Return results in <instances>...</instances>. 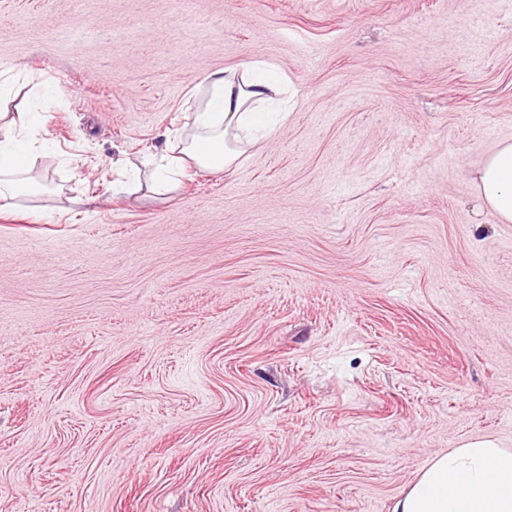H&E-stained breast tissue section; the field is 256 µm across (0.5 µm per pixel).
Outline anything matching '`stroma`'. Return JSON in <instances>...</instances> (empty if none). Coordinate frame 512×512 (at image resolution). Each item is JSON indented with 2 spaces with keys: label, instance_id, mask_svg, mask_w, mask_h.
<instances>
[{
  "label": "stroma",
  "instance_id": "35a3bbf8",
  "mask_svg": "<svg viewBox=\"0 0 512 512\" xmlns=\"http://www.w3.org/2000/svg\"><path fill=\"white\" fill-rule=\"evenodd\" d=\"M292 107L156 162L206 73ZM37 190L0 208V512H393L512 449V0H0ZM476 186L482 203L503 224L512 223V143L499 144L477 171Z\"/></svg>",
  "mask_w": 512,
  "mask_h": 512
}]
</instances>
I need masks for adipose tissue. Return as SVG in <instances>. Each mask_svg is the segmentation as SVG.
Returning a JSON list of instances; mask_svg holds the SVG:
<instances>
[{"label":"adipose tissue","instance_id":"ef3b65f1","mask_svg":"<svg viewBox=\"0 0 512 512\" xmlns=\"http://www.w3.org/2000/svg\"><path fill=\"white\" fill-rule=\"evenodd\" d=\"M269 63L254 60L241 74H207L209 99L196 113V133L160 171L156 187L193 160L205 168H224L237 158L226 140L230 130H250L256 112L270 100ZM16 121L0 122V200L15 199L34 183L31 163L17 144ZM482 203L505 224L512 223V143L499 144L477 171ZM393 512H512V450L489 439L465 442L434 458L394 505Z\"/></svg>","mask_w":512,"mask_h":512}]
</instances>
